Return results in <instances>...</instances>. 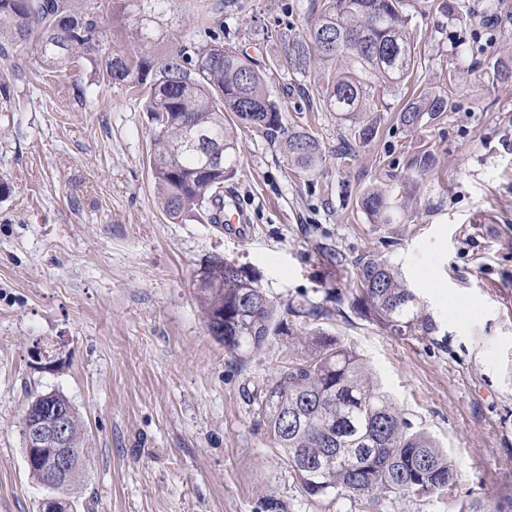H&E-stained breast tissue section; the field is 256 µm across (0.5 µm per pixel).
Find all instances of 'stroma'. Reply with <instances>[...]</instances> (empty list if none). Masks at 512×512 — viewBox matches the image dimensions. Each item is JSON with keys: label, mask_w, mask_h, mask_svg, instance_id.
Segmentation results:
<instances>
[{"label": "stroma", "mask_w": 512, "mask_h": 512, "mask_svg": "<svg viewBox=\"0 0 512 512\" xmlns=\"http://www.w3.org/2000/svg\"><path fill=\"white\" fill-rule=\"evenodd\" d=\"M417 63L391 88L377 133L350 129L307 77L281 63L307 38L319 0H173L170 36L222 34L267 68L287 127L323 157L296 175L279 145L244 129L227 185L251 222L224 233L209 209L179 224L161 211L151 116L89 63L54 73L30 51L0 58V512H39L44 489L24 457L22 418L34 396L62 392L85 422L73 512H365L359 499L313 502L257 425L249 396L293 350L287 337L238 363L212 336L197 280L215 257L254 276L277 304L313 301L322 326L356 351L415 427L447 452L451 494L389 498L383 512H457L462 499L512 491V0H402ZM448 112L402 126L421 92ZM380 187L394 221L361 205ZM342 253L335 271L325 250ZM398 267L432 316L425 338L391 335L350 307L357 261Z\"/></svg>", "instance_id": "stroma-1"}]
</instances>
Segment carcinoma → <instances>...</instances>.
<instances>
[{"mask_svg":"<svg viewBox=\"0 0 512 512\" xmlns=\"http://www.w3.org/2000/svg\"><path fill=\"white\" fill-rule=\"evenodd\" d=\"M131 2L137 10L131 32L137 48L126 52L104 33L99 0H0V53L29 47L37 64L56 72L82 58L109 84L141 97L156 122L152 176L173 224L220 200L224 179L235 173L239 124L279 143L297 172L316 167L322 159L319 140L283 124L281 107L254 59L216 34L209 42L156 52L153 45L167 38L159 19L172 0ZM402 7V0H321V19L308 40L285 48L286 62L303 75L313 61L347 64L332 75L314 71L313 84L303 93H317L327 111L357 126L362 143L376 135V122L366 114L378 111L382 90L414 72L409 18ZM446 111L448 98L431 93L407 104L398 120L413 126L426 113ZM188 125L224 148L223 166H206L198 151L184 146ZM362 202L377 223H390L382 192L369 190ZM205 271L224 287L197 288V301L208 323L224 312L227 354L244 362L282 335L296 350L253 394L252 405L270 447L284 455L288 471L312 501L353 496L377 510L389 497L425 502L452 490L456 474L448 454L380 390L362 358L321 327L329 316L322 306L288 305V314L301 320L297 330L277 321L275 304L245 269H232L216 257ZM351 295L356 314L397 336L423 338L436 330L414 291L385 261L360 259ZM46 396L68 413L74 467L56 483L41 468L29 469V475L68 504L82 466L84 423L63 393ZM458 512H512V492L492 502L465 499Z\"/></svg>","mask_w":512,"mask_h":512,"instance_id":"obj_1","label":"carcinoma"}]
</instances>
